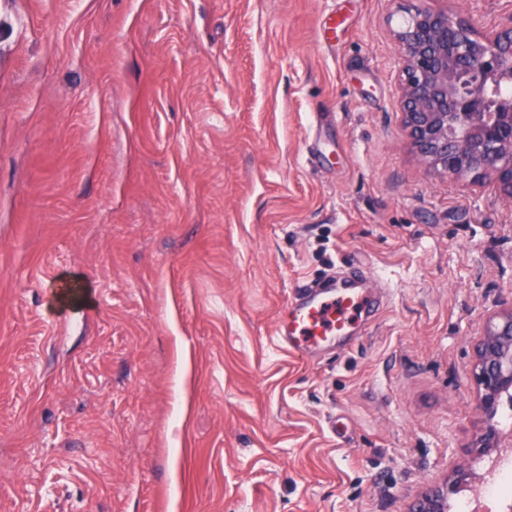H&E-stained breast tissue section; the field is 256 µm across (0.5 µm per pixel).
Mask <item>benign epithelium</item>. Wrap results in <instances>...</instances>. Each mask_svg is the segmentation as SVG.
<instances>
[{"label":"benign epithelium","instance_id":"benign-epithelium-1","mask_svg":"<svg viewBox=\"0 0 512 512\" xmlns=\"http://www.w3.org/2000/svg\"><path fill=\"white\" fill-rule=\"evenodd\" d=\"M401 64L398 111L427 167L457 180L493 181L512 197V106L492 112L494 82H512V12L476 27L446 8L419 6L393 30ZM477 408L492 420L512 387V309L493 323L476 351ZM412 512H448V492L429 490Z\"/></svg>","mask_w":512,"mask_h":512}]
</instances>
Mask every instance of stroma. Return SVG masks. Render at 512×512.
Instances as JSON below:
<instances>
[{
  "label": "stroma",
  "instance_id": "1",
  "mask_svg": "<svg viewBox=\"0 0 512 512\" xmlns=\"http://www.w3.org/2000/svg\"><path fill=\"white\" fill-rule=\"evenodd\" d=\"M420 3L0 0V512L481 497L512 198L402 130ZM361 265L360 342L275 345L298 288ZM473 376L482 389L477 408L491 421L501 391L512 387V308L490 326L478 346Z\"/></svg>",
  "mask_w": 512,
  "mask_h": 512
}]
</instances>
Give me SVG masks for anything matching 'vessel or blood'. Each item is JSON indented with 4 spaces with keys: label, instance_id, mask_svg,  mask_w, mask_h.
<instances>
[{
    "label": "vessel or blood",
    "instance_id": "obj_1",
    "mask_svg": "<svg viewBox=\"0 0 512 512\" xmlns=\"http://www.w3.org/2000/svg\"><path fill=\"white\" fill-rule=\"evenodd\" d=\"M369 276L366 268H351L337 272L326 286L300 288L277 318V345L309 358L353 346L379 308L366 286Z\"/></svg>",
    "mask_w": 512,
    "mask_h": 512
}]
</instances>
